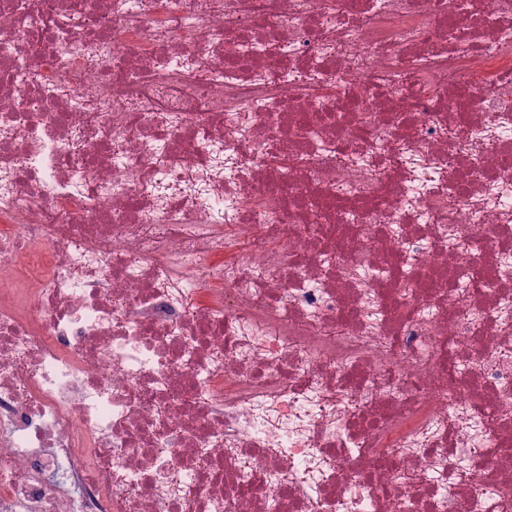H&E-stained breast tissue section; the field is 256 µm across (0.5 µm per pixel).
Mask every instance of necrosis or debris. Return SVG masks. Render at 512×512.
<instances>
[{
    "mask_svg": "<svg viewBox=\"0 0 512 512\" xmlns=\"http://www.w3.org/2000/svg\"><path fill=\"white\" fill-rule=\"evenodd\" d=\"M17 4L0 512H512V0Z\"/></svg>",
    "mask_w": 512,
    "mask_h": 512,
    "instance_id": "necrosis-or-debris-1",
    "label": "necrosis or debris"
}]
</instances>
